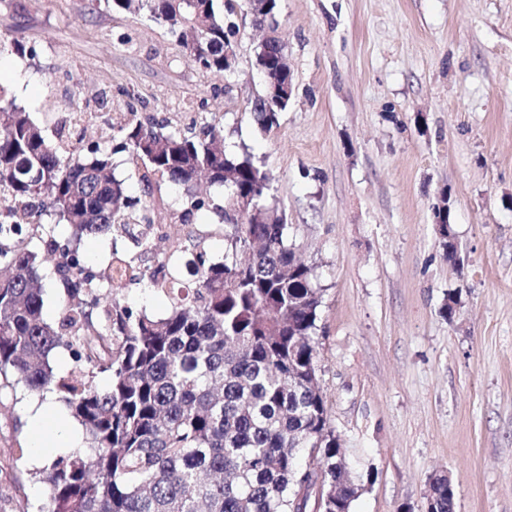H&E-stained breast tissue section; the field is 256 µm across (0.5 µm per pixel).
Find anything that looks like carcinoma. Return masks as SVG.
Instances as JSON below:
<instances>
[{
    "instance_id": "obj_1",
    "label": "carcinoma",
    "mask_w": 512,
    "mask_h": 512,
    "mask_svg": "<svg viewBox=\"0 0 512 512\" xmlns=\"http://www.w3.org/2000/svg\"><path fill=\"white\" fill-rule=\"evenodd\" d=\"M163 25L188 61L224 71L226 16L237 0H106ZM105 111L98 143L83 152V109L47 103L42 121L0 85V376L32 392L54 387L86 433L88 451L56 453L45 479V512H303L306 488L341 481V445L319 376L320 289L288 243V225L269 204L272 177L254 156L231 154L215 126L165 131L144 119ZM128 153L148 192L189 190L178 218L210 215L224 227V260L208 258L197 231L192 247L175 243L143 257L155 237L144 233L151 204L127 195L113 155ZM224 189L222 201L191 191L198 177ZM254 203L236 212L239 199ZM435 223L453 231L450 198L432 206ZM56 217L55 223L45 221ZM65 222V243L55 236ZM112 238L106 268L93 271L83 238ZM130 239L134 250H120ZM44 245L67 297L57 318H43L39 254ZM140 285L169 301L164 318L136 311L120 292ZM64 350L76 365L58 377L51 356ZM105 374L109 386L94 378ZM344 484L327 512H350Z\"/></svg>"
}]
</instances>
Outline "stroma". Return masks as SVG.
<instances>
[{"label":"stroma","mask_w":512,"mask_h":512,"mask_svg":"<svg viewBox=\"0 0 512 512\" xmlns=\"http://www.w3.org/2000/svg\"><path fill=\"white\" fill-rule=\"evenodd\" d=\"M277 20L295 90L268 131L249 110L265 33L243 10L228 76L105 0H0V85L35 115L102 87L113 111L207 121L251 152L322 290L321 385L366 480L352 512H425L437 474L454 512H512V0H279ZM444 189L457 265L434 226ZM53 396L0 385V512L46 503L16 449Z\"/></svg>","instance_id":"obj_1"}]
</instances>
